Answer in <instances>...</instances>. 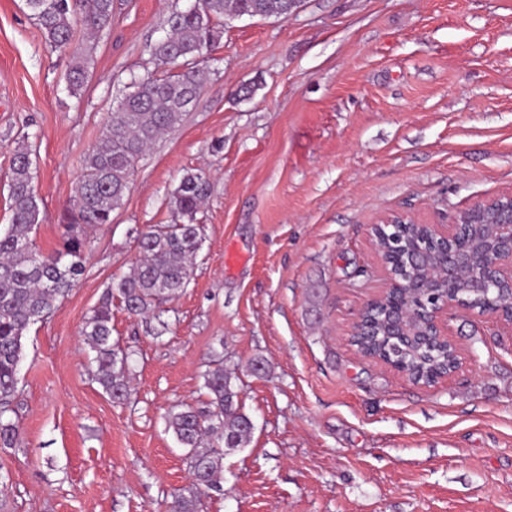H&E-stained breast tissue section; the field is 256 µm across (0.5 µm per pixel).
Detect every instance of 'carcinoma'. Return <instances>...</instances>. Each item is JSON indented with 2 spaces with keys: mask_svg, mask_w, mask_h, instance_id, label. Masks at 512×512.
Segmentation results:
<instances>
[{
  "mask_svg": "<svg viewBox=\"0 0 512 512\" xmlns=\"http://www.w3.org/2000/svg\"><path fill=\"white\" fill-rule=\"evenodd\" d=\"M298 0H200L194 12L174 11L167 35L155 42L151 53L157 64L172 67L163 78H132L128 91L103 129L99 144L84 159V174L76 187L73 207L64 211L62 248L44 255L30 234L40 222L34 193L32 160L28 145L17 144L11 165L12 224L0 233V447L13 448L20 440L15 412L19 365L24 339L31 325L47 318L85 273L88 231L112 223L129 189L137 161L165 132L177 128L208 79L199 59L213 50L221 30L213 20L228 17L286 19ZM52 49L70 59L67 88L79 95L86 83L90 49L74 39L81 23L92 33L112 26L114 0H25ZM210 185L201 173L184 175L171 197L172 209L183 224H156L139 234L140 258L131 271L111 284L135 315L155 312L159 305L181 294L193 272L199 250L195 215L207 198ZM383 239L378 252L383 258L398 257L405 249L431 251L422 233L400 226ZM390 291L376 299L377 307L366 318V335L356 341L364 355L391 358L429 383L456 359L453 347L438 341L407 344L389 335L387 306ZM85 343L95 353L97 380L114 401L129 394L127 356L112 344V310L105 301L92 310L83 329ZM207 410L188 406L170 415L168 430L180 447L188 450L192 487L179 494L171 512H196L202 490L219 492L224 472V448H242L250 440L249 416L241 411L231 376L218 366L204 374Z\"/></svg>",
  "mask_w": 512,
  "mask_h": 512,
  "instance_id": "obj_1",
  "label": "carcinoma"
}]
</instances>
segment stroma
Listing matches in <instances>:
<instances>
[{
	"label": "stroma",
	"mask_w": 512,
	"mask_h": 512,
	"mask_svg": "<svg viewBox=\"0 0 512 512\" xmlns=\"http://www.w3.org/2000/svg\"><path fill=\"white\" fill-rule=\"evenodd\" d=\"M193 3L114 0L74 97L68 57L24 0H0V226L22 141L35 243L60 248L59 218L120 90L157 74L152 45ZM216 26L208 82L90 233L79 284L24 340L22 441L0 448L6 512H167L191 485L168 415L205 408L218 364L254 430L197 512H512V327L450 313L465 363L433 385L349 341L384 277L371 225L398 211L448 225L512 190V0H300L284 20ZM199 171L210 192L188 288L158 317L112 299L130 370L113 402L82 326L136 262L139 233L178 223L170 197Z\"/></svg>",
	"instance_id": "35a3bbf8"
}]
</instances>
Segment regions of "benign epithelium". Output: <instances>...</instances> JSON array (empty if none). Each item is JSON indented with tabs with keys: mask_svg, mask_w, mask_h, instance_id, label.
Listing matches in <instances>:
<instances>
[{
	"mask_svg": "<svg viewBox=\"0 0 512 512\" xmlns=\"http://www.w3.org/2000/svg\"><path fill=\"white\" fill-rule=\"evenodd\" d=\"M490 207L494 209L492 221L496 224L497 232L488 241L480 257H473L467 240L459 238L448 245L433 277H420V267L426 260L423 253L414 252L399 261L400 278L405 287L414 293L429 295L436 301L437 309L431 313L430 321L423 328L410 297L393 299L389 325L394 335L413 341L425 334L444 341L450 336L445 317L453 310L491 315L512 326V305L506 309L489 310L459 296L460 292L465 291L478 297L490 285L507 283L512 286V191L479 200L462 209L446 231L437 229L433 224L428 228L434 235L446 238L450 229L472 223L477 214Z\"/></svg>",
	"mask_w": 512,
	"mask_h": 512,
	"instance_id": "7a95c632",
	"label": "benign epithelium"
}]
</instances>
